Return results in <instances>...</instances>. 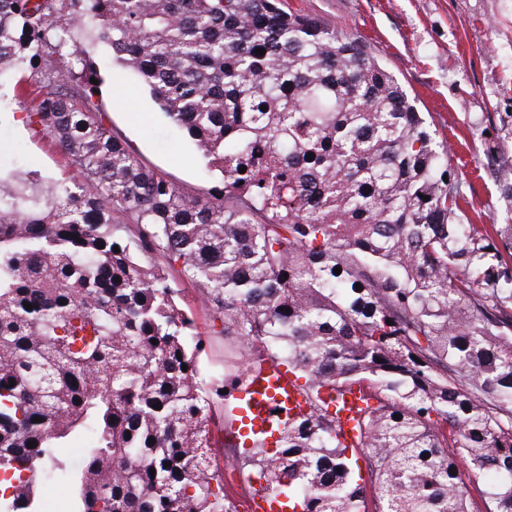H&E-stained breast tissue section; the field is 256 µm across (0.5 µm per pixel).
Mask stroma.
I'll return each instance as SVG.
<instances>
[{
	"label": "stroma",
	"mask_w": 512,
	"mask_h": 512,
	"mask_svg": "<svg viewBox=\"0 0 512 512\" xmlns=\"http://www.w3.org/2000/svg\"><path fill=\"white\" fill-rule=\"evenodd\" d=\"M290 10L318 18L343 36L366 40L396 74L421 111L433 113L439 139L455 151L452 171L467 184V215L476 224L512 220L495 171L512 164V0H286ZM97 56L112 85L105 95V124L122 134L151 163L186 190L204 194L213 178L204 174L191 142L168 125L133 73ZM24 106L0 111V146L16 159L35 161L46 174L78 179L52 141L22 123ZM194 332L204 350L200 376L223 372L232 355L220 323L200 302L198 291L180 283ZM212 454L239 512H250L248 490L227 446L223 423L212 426Z\"/></svg>",
	"instance_id": "1"
}]
</instances>
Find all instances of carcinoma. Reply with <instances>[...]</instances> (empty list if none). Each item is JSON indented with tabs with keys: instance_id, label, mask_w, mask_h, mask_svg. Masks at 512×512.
<instances>
[{
	"instance_id": "1",
	"label": "carcinoma",
	"mask_w": 512,
	"mask_h": 512,
	"mask_svg": "<svg viewBox=\"0 0 512 512\" xmlns=\"http://www.w3.org/2000/svg\"><path fill=\"white\" fill-rule=\"evenodd\" d=\"M96 47L220 173L206 194L105 125ZM3 81L82 180L0 163V512H42L47 468L67 512H239L213 407L240 421L233 392L281 365L304 408L239 452L251 495L472 512L466 469L512 512V223H465L447 143L365 41L285 0H0ZM178 280L242 366L198 378Z\"/></svg>"
}]
</instances>
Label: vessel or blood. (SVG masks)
<instances>
[{
  "instance_id": "obj_1",
  "label": "vessel or blood",
  "mask_w": 512,
  "mask_h": 512,
  "mask_svg": "<svg viewBox=\"0 0 512 512\" xmlns=\"http://www.w3.org/2000/svg\"><path fill=\"white\" fill-rule=\"evenodd\" d=\"M293 377L282 367H271L256 375L243 397L244 422L254 432L270 430L278 406L300 403Z\"/></svg>"
}]
</instances>
